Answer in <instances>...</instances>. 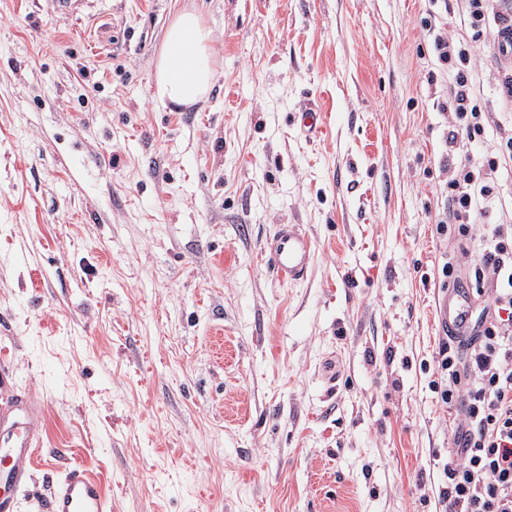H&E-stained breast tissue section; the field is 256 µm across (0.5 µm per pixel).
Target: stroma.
Segmentation results:
<instances>
[{
  "instance_id": "obj_1",
  "label": "stroma",
  "mask_w": 512,
  "mask_h": 512,
  "mask_svg": "<svg viewBox=\"0 0 512 512\" xmlns=\"http://www.w3.org/2000/svg\"><path fill=\"white\" fill-rule=\"evenodd\" d=\"M199 11L217 79L152 98ZM462 0H0V376L112 512H437L455 416L429 387L448 219L436 36ZM479 50L490 156L512 110ZM324 129L307 138L305 108ZM298 224L307 277L260 260Z\"/></svg>"
}]
</instances>
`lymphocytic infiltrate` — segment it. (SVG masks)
Listing matches in <instances>:
<instances>
[{
	"label": "lymphocytic infiltrate",
	"mask_w": 512,
	"mask_h": 512,
	"mask_svg": "<svg viewBox=\"0 0 512 512\" xmlns=\"http://www.w3.org/2000/svg\"><path fill=\"white\" fill-rule=\"evenodd\" d=\"M467 2L471 36L435 39L440 58L458 70L448 93L452 148L483 131L471 71L475 45L491 35L497 17L495 0ZM511 162L512 133L501 136L486 164L474 165L464 155L448 161L451 209L436 231L461 240L481 236L483 248L467 265L446 262L442 274L447 283L468 284L489 305L469 335L446 338L437 352L431 390L459 411L438 495L443 512H512V225L490 224L480 235L474 229L479 203L492 197L499 173Z\"/></svg>",
	"instance_id": "f902f5d3"
}]
</instances>
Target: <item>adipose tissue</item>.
Listing matches in <instances>:
<instances>
[{
  "mask_svg": "<svg viewBox=\"0 0 512 512\" xmlns=\"http://www.w3.org/2000/svg\"><path fill=\"white\" fill-rule=\"evenodd\" d=\"M210 32L200 14L184 10L170 23L155 67V102L180 109L202 101L217 72L208 47Z\"/></svg>",
  "mask_w": 512,
  "mask_h": 512,
  "instance_id": "1",
  "label": "adipose tissue"
}]
</instances>
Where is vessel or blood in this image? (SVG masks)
<instances>
[{
  "label": "vessel or blood",
  "mask_w": 512,
  "mask_h": 512,
  "mask_svg": "<svg viewBox=\"0 0 512 512\" xmlns=\"http://www.w3.org/2000/svg\"><path fill=\"white\" fill-rule=\"evenodd\" d=\"M313 243L297 224L277 225L260 244V256L285 282L303 280L309 270ZM468 293L455 298L438 296L436 321L440 332L455 329L468 319ZM43 407L25 393L0 400V429L8 433L7 447L0 448V512H17L18 494L28 484L43 432ZM43 512H110V502L101 480L85 468L69 466L62 478L53 480Z\"/></svg>",
  "instance_id": "vessel-or-blood-1"
}]
</instances>
